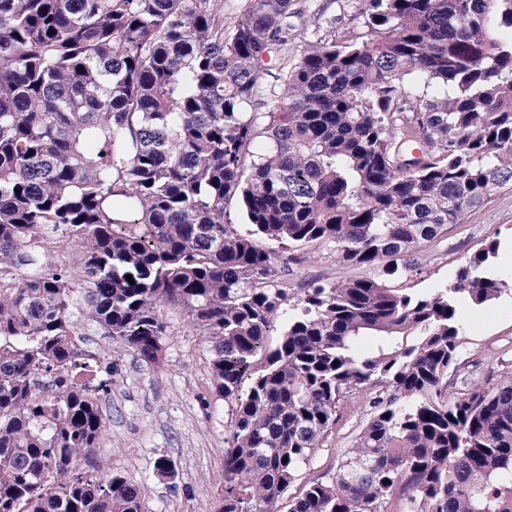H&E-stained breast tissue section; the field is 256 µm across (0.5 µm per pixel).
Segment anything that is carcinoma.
I'll list each match as a JSON object with an SVG mask.
<instances>
[{"mask_svg":"<svg viewBox=\"0 0 512 512\" xmlns=\"http://www.w3.org/2000/svg\"><path fill=\"white\" fill-rule=\"evenodd\" d=\"M293 2L229 21L224 0H0V512H146L98 476L112 363L76 344L72 309L155 364L169 306L210 336L231 403L222 512H279L366 384L336 476L288 512H512V373L448 393L461 304L509 287L499 242L435 292L384 280L512 184V0H358L362 32L290 61ZM276 55L260 124L245 108ZM272 242L394 262L298 289L267 351L288 296Z\"/></svg>","mask_w":512,"mask_h":512,"instance_id":"obj_1","label":"carcinoma"}]
</instances>
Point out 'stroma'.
Wrapping results in <instances>:
<instances>
[{"label":"stroma","instance_id":"stroma-1","mask_svg":"<svg viewBox=\"0 0 512 512\" xmlns=\"http://www.w3.org/2000/svg\"><path fill=\"white\" fill-rule=\"evenodd\" d=\"M295 23L303 38L337 31H358L362 25L355 0H294ZM498 237V273L512 280L504 255L512 253V188L497 191L484 207L469 212L463 223L423 243L419 269L392 279L391 287L429 293L452 283L458 269L489 237ZM280 287L298 289L314 281L336 283L368 275L369 270L337 258L332 244L317 243L289 251L276 249ZM465 342L456 361L457 372H474L491 384L512 372V291L481 307L463 305ZM169 328L164 362H142L130 349L113 343L103 329L82 320L77 328L80 348L112 362V387L101 403L108 432L97 448L101 472H119L136 482L148 512H220L224 500V448L228 404L217 395L210 373L211 342L180 314L165 310ZM371 387L341 401L336 423L321 446L290 485L285 498L298 497L310 480L334 477L345 451L369 418ZM166 456L175 475H158L156 460Z\"/></svg>","mask_w":512,"mask_h":512}]
</instances>
